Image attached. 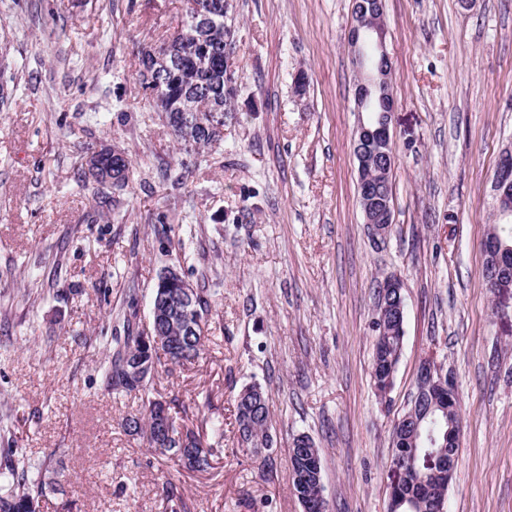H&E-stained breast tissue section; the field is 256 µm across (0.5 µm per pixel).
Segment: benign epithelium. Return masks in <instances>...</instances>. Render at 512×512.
I'll return each mask as SVG.
<instances>
[{
    "label": "benign epithelium",
    "instance_id": "benign-epithelium-1",
    "mask_svg": "<svg viewBox=\"0 0 512 512\" xmlns=\"http://www.w3.org/2000/svg\"><path fill=\"white\" fill-rule=\"evenodd\" d=\"M348 42L359 73L355 86L359 121L353 145L358 162V189L362 190L365 196L362 213L364 223L369 226L372 235L384 240L393 230L392 209L391 205L372 193V186L376 184L372 162H378L387 170L392 169L391 116L395 111V101L388 81L390 59L385 46V22L384 18L377 14L374 5L362 2L357 7L353 13ZM374 108L377 109L378 118L376 123L371 124L365 119V114ZM498 173L495 192L504 197L512 185V163L506 154L499 160ZM158 282L174 284L180 288V292L175 300L165 299L155 303L151 311V330L142 337V343L147 347L176 345L181 342L182 333L188 324V305L192 303L194 293L192 283L187 280L181 266L176 263L168 264L160 270ZM382 288L385 293L390 290L396 291V310L399 318H404L405 302L400 280L388 277L382 283ZM430 384L448 391L447 407L443 408V411L460 415L459 399L451 377L433 361L426 359L418 367L415 385ZM152 424L156 438L155 446L160 448L173 436L167 411L159 410L153 414ZM300 455L306 460L310 474L317 484H322L320 459L316 449L302 448Z\"/></svg>",
    "mask_w": 512,
    "mask_h": 512
}]
</instances>
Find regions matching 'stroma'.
I'll return each instance as SVG.
<instances>
[{"label": "stroma", "instance_id": "stroma-1", "mask_svg": "<svg viewBox=\"0 0 512 512\" xmlns=\"http://www.w3.org/2000/svg\"><path fill=\"white\" fill-rule=\"evenodd\" d=\"M0 0V445L55 454L42 512H302L293 437L321 456L328 512H388L391 433L427 355L450 374L462 431L447 512H512V295L489 291L483 242L512 148V0H385L394 228L375 239L357 201L352 0H227L233 77L224 143L185 153L136 71L173 33L183 0ZM308 85L292 90L298 71ZM134 162L119 209L79 189L88 147ZM191 231L185 260L167 238ZM179 262L217 289L204 351L160 367L154 397L181 425L224 417V452L192 473L125 433L135 395L99 370L135 305L139 331L159 270ZM405 298L394 387L372 379L375 285ZM258 382L276 445L237 444L234 397Z\"/></svg>", "mask_w": 512, "mask_h": 512}]
</instances>
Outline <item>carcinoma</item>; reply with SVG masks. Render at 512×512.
<instances>
[{
	"label": "carcinoma",
	"instance_id": "cac0c4a2",
	"mask_svg": "<svg viewBox=\"0 0 512 512\" xmlns=\"http://www.w3.org/2000/svg\"><path fill=\"white\" fill-rule=\"evenodd\" d=\"M185 15L180 27L162 44L163 57L155 59L149 52L138 55V65L152 74V79H143L141 84L150 91L156 111L160 112L171 128L182 149L193 152L201 148L218 146L224 140V112L228 100L224 99V39L231 34L224 23V0H185ZM87 155L100 159L102 167L94 173L81 166L77 185L84 187L93 182L99 186L122 187L128 185L131 162L123 157L112 158V150L103 148L88 151ZM492 234L499 237L503 245L512 250V214L507 218L495 219ZM212 294L206 288H198L194 294V304L190 308L194 330L183 340V346L175 351L171 348L141 351L142 333L135 330L130 318H124L123 334L112 337V353L100 368L104 391L114 395H140L143 411L139 416L123 419L124 428L129 422L139 419L147 432L153 408L163 402L149 396V383L153 375L133 384L127 380L128 369L140 357L152 365L166 358L174 364L191 363L199 358L209 330ZM399 336H379L376 340L372 374L379 375L389 367L399 363L397 348ZM173 433L185 436L189 445L171 441L165 448H157L148 437V446L166 456L189 471L204 472L212 467L224 446V419L207 416L200 420L197 430L186 433L179 431L177 416L170 414ZM234 423L238 443L250 448L254 456L262 455L260 450L267 432L271 431V404L264 388L257 384H247L237 394L234 404ZM448 429L445 420L429 424L423 438L417 440L409 436L392 440L394 455L416 453L417 467L428 473L425 483L414 479L403 480L401 494L411 499L399 506L401 512H419L428 507L429 501L444 495L447 489L436 485L429 472L434 470L439 449L431 447L430 438L445 443L444 432ZM292 485L295 496L305 495L312 489L305 484L303 465L299 458L291 456ZM55 473L54 454L41 459L24 457L17 448H0V512H40L41 498L44 496L47 478Z\"/></svg>",
	"mask_w": 512,
	"mask_h": 512
}]
</instances>
